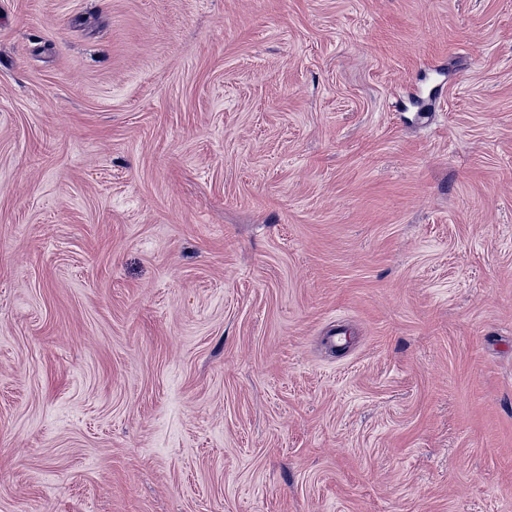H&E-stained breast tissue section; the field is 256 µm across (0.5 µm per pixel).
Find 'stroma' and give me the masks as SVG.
<instances>
[{
  "mask_svg": "<svg viewBox=\"0 0 512 512\" xmlns=\"http://www.w3.org/2000/svg\"><path fill=\"white\" fill-rule=\"evenodd\" d=\"M0 512H512V0H0Z\"/></svg>",
  "mask_w": 512,
  "mask_h": 512,
  "instance_id": "obj_1",
  "label": "stroma"
}]
</instances>
